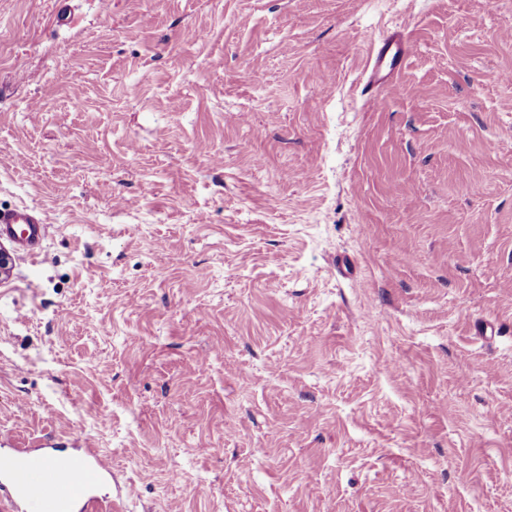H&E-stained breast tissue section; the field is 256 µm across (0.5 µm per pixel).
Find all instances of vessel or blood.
I'll return each instance as SVG.
<instances>
[{
  "label": "vessel or blood",
  "mask_w": 512,
  "mask_h": 512,
  "mask_svg": "<svg viewBox=\"0 0 512 512\" xmlns=\"http://www.w3.org/2000/svg\"><path fill=\"white\" fill-rule=\"evenodd\" d=\"M411 49L399 35L384 34L372 43L365 71L366 102L378 107L379 88L391 85L392 75L404 69ZM0 236L23 252L36 250L45 236V224L28 206L0 211ZM83 459L64 449L45 453L27 447L0 450V504L8 512H116V501L92 494L85 470L100 477L112 475L111 464L91 444Z\"/></svg>",
  "instance_id": "vessel-or-blood-1"
}]
</instances>
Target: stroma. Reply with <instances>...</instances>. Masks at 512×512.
I'll return each instance as SVG.
<instances>
[{
    "label": "stroma",
    "mask_w": 512,
    "mask_h": 512,
    "mask_svg": "<svg viewBox=\"0 0 512 512\" xmlns=\"http://www.w3.org/2000/svg\"><path fill=\"white\" fill-rule=\"evenodd\" d=\"M68 3L0 0V433L124 512H512V0ZM410 46L399 35L382 34L372 42L371 54L365 71L366 103L378 108L380 99L378 89L384 86L396 88L392 82L394 71H402L410 56ZM45 224L28 206L0 211V236L9 238L23 252L35 251L45 236Z\"/></svg>",
    "instance_id": "stroma-1"
}]
</instances>
